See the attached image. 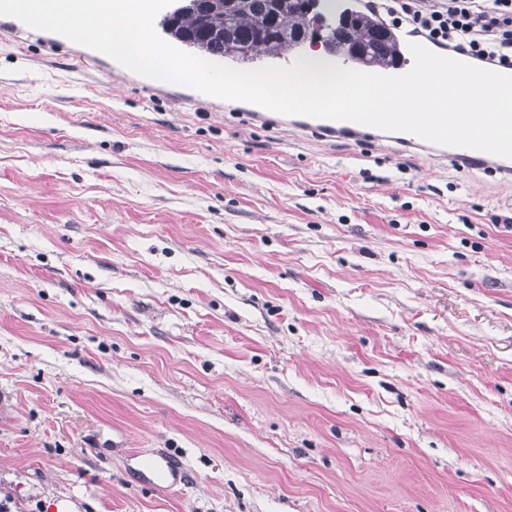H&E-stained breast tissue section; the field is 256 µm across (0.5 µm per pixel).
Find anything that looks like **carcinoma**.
<instances>
[{
  "mask_svg": "<svg viewBox=\"0 0 512 512\" xmlns=\"http://www.w3.org/2000/svg\"><path fill=\"white\" fill-rule=\"evenodd\" d=\"M270 13L269 0H242L228 12L208 0H200L195 10L180 15L169 30L180 41L191 38L206 58H238L243 46L250 49L251 58H279L297 47L296 34L307 27L309 17L287 2L281 4L274 25ZM380 24L365 13H353L349 22L336 28V40L368 35ZM372 54L379 67H387L402 57L397 41L388 36L373 44Z\"/></svg>",
  "mask_w": 512,
  "mask_h": 512,
  "instance_id": "obj_1",
  "label": "carcinoma"
}]
</instances>
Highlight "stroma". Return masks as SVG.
<instances>
[{"mask_svg": "<svg viewBox=\"0 0 512 512\" xmlns=\"http://www.w3.org/2000/svg\"><path fill=\"white\" fill-rule=\"evenodd\" d=\"M253 108L0 15V503L512 512V176ZM132 458L147 482L156 488L169 491L183 483V467L170 455L152 452L146 456L136 451Z\"/></svg>", "mask_w": 512, "mask_h": 512, "instance_id": "stroma-1", "label": "stroma"}]
</instances>
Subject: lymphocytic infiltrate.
<instances>
[{
	"mask_svg": "<svg viewBox=\"0 0 512 512\" xmlns=\"http://www.w3.org/2000/svg\"><path fill=\"white\" fill-rule=\"evenodd\" d=\"M362 7L477 65L512 68V0H362Z\"/></svg>",
	"mask_w": 512,
	"mask_h": 512,
	"instance_id": "1",
	"label": "lymphocytic infiltrate"
}]
</instances>
